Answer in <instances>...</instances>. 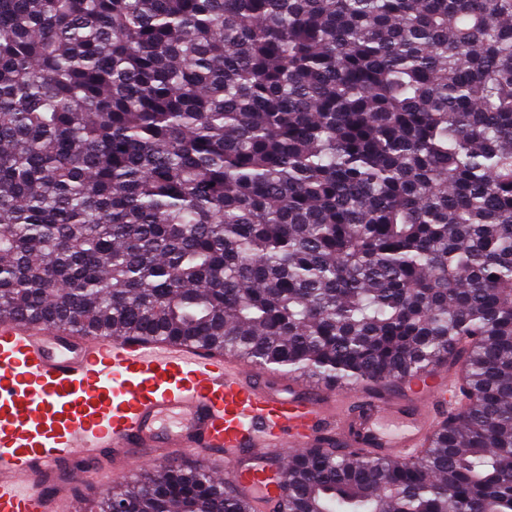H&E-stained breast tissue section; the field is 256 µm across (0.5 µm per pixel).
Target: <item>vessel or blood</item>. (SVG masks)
<instances>
[{"label": "vessel or blood", "instance_id": "1", "mask_svg": "<svg viewBox=\"0 0 512 512\" xmlns=\"http://www.w3.org/2000/svg\"><path fill=\"white\" fill-rule=\"evenodd\" d=\"M455 401L431 372L379 396L254 377L210 351L0 323V512H78V479L117 478L143 456L197 454L255 512H273L292 453L329 437L398 461ZM87 462V470L74 471Z\"/></svg>", "mask_w": 512, "mask_h": 512}]
</instances>
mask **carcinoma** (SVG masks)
Returning a JSON list of instances; mask_svg holds the SVG:
<instances>
[{"label": "carcinoma", "instance_id": "obj_1", "mask_svg": "<svg viewBox=\"0 0 512 512\" xmlns=\"http://www.w3.org/2000/svg\"><path fill=\"white\" fill-rule=\"evenodd\" d=\"M0 321L327 385L461 369L276 512H512V0H0ZM130 512H253L198 465Z\"/></svg>", "mask_w": 512, "mask_h": 512}]
</instances>
